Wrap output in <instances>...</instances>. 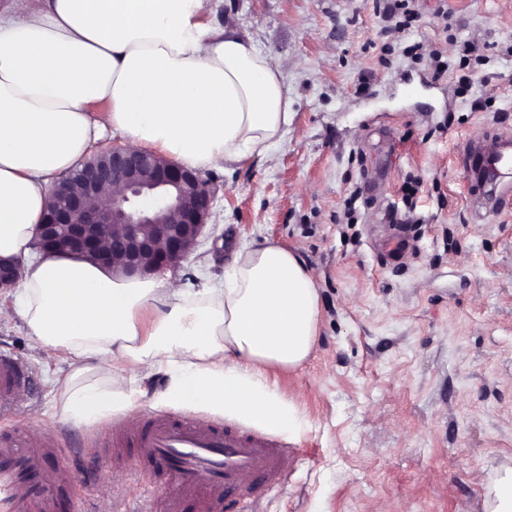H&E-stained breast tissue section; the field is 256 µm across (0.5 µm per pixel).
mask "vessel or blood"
<instances>
[{
	"label": "vessel or blood",
	"mask_w": 512,
	"mask_h": 512,
	"mask_svg": "<svg viewBox=\"0 0 512 512\" xmlns=\"http://www.w3.org/2000/svg\"><path fill=\"white\" fill-rule=\"evenodd\" d=\"M460 166L493 186L512 167V137L493 144L473 139ZM32 384L27 365L0 350V512H59L63 492L97 486V472H76L61 462L59 440L49 430L19 437L11 422ZM112 443L129 449L135 469L153 473L161 487L149 491L136 512H227L230 504L259 498L287 474L289 448L260 431L241 430L171 413H144L136 426L111 429Z\"/></svg>",
	"instance_id": "obj_1"
}]
</instances>
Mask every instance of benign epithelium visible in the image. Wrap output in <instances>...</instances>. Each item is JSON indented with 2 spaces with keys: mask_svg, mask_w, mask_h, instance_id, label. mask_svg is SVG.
<instances>
[{
  "mask_svg": "<svg viewBox=\"0 0 512 512\" xmlns=\"http://www.w3.org/2000/svg\"><path fill=\"white\" fill-rule=\"evenodd\" d=\"M116 184L104 207L89 202ZM79 191L62 178L50 189L57 202L40 224L36 248L89 258L114 276H148L172 268L202 235L213 202L208 180L150 150L112 144L96 152L78 176ZM20 264L0 260V292L13 288Z\"/></svg>",
  "mask_w": 512,
  "mask_h": 512,
  "instance_id": "obj_1",
  "label": "benign epithelium"
}]
</instances>
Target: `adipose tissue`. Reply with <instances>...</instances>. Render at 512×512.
I'll return each mask as SVG.
<instances>
[{
    "label": "adipose tissue",
    "mask_w": 512,
    "mask_h": 512,
    "mask_svg": "<svg viewBox=\"0 0 512 512\" xmlns=\"http://www.w3.org/2000/svg\"><path fill=\"white\" fill-rule=\"evenodd\" d=\"M207 0H49L0 13V257L23 262L15 314L72 355L56 383L65 421L128 412L141 377L167 378L158 405L290 434L295 403L266 378L310 356L315 278L267 242L234 254L220 288L188 294L56 254L29 261L50 177L105 132L193 170L271 159L292 114L280 60L203 20ZM106 372L98 380L97 372Z\"/></svg>",
    "instance_id": "adipose-tissue-1"
}]
</instances>
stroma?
I'll use <instances>...</instances> for the list:
<instances>
[{
  "label": "stroma",
  "mask_w": 512,
  "mask_h": 512,
  "mask_svg": "<svg viewBox=\"0 0 512 512\" xmlns=\"http://www.w3.org/2000/svg\"><path fill=\"white\" fill-rule=\"evenodd\" d=\"M374 6L208 0L204 15L283 62L292 119L273 160L203 170L216 190L208 227L162 277L187 291L223 284L235 252L269 239L319 285L312 355L267 373L302 423L286 437L287 482L256 512H483L490 477L512 467V195L475 219L458 163L468 139L512 135V0H414L398 41ZM467 43L484 62H461ZM434 50L450 65L440 80ZM463 74L472 85L458 95ZM412 176L425 185L407 227L416 251L394 265L371 242L403 212ZM0 349L33 372L17 426L53 427L70 355L16 315L0 320ZM111 425L67 424L60 445L84 449L115 495L140 497L153 476L88 450Z\"/></svg>",
  "instance_id": "35a3bbf8"
}]
</instances>
